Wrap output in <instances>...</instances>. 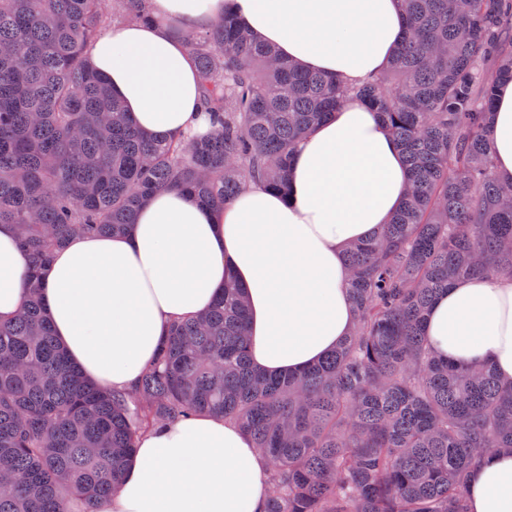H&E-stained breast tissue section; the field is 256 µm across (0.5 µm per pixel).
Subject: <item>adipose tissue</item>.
Here are the masks:
<instances>
[{
	"label": "adipose tissue",
	"mask_w": 512,
	"mask_h": 512,
	"mask_svg": "<svg viewBox=\"0 0 512 512\" xmlns=\"http://www.w3.org/2000/svg\"><path fill=\"white\" fill-rule=\"evenodd\" d=\"M228 3L257 40L345 85L385 68L404 35L403 0H150L154 23L113 24L89 58L150 139L209 129L183 35L219 22ZM488 139L496 177L512 182V81L498 88ZM409 178L377 112L348 97L299 144L289 198L251 186L214 210L168 188L146 199L130 231L70 238L40 289L54 334L94 383L128 389L171 324L207 310L230 271L248 297L253 367L301 372L350 336L345 248L392 221ZM27 265L13 225L0 224V322L25 302ZM424 336L436 357L512 382V279L476 276L441 292ZM267 491L254 442L204 413L145 433L104 512H264ZM463 507L512 512V452H490L471 469Z\"/></svg>",
	"instance_id": "1"
}]
</instances>
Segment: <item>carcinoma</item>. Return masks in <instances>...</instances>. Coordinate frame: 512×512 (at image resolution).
I'll return each instance as SVG.
<instances>
[{"instance_id":"1","label":"carcinoma","mask_w":512,"mask_h":512,"mask_svg":"<svg viewBox=\"0 0 512 512\" xmlns=\"http://www.w3.org/2000/svg\"><path fill=\"white\" fill-rule=\"evenodd\" d=\"M105 0H0V224L31 264L20 314L0 323V512H98L139 436L215 413L268 461L265 512H464L472 464L512 451V384L428 352L435 297L478 274L512 278V183L487 138L498 83L512 80V0H404L389 68L349 90L303 72L231 13L197 62L210 130L161 145L125 117L88 62ZM149 0H120L152 22ZM352 92L401 144L411 184L378 235L345 261L356 328L298 375L249 360L244 292L232 276L205 313L173 324L135 386L108 392L69 360L39 275L74 235L134 224L155 191L182 187L220 208L249 185L287 194L300 139Z\"/></svg>"}]
</instances>
